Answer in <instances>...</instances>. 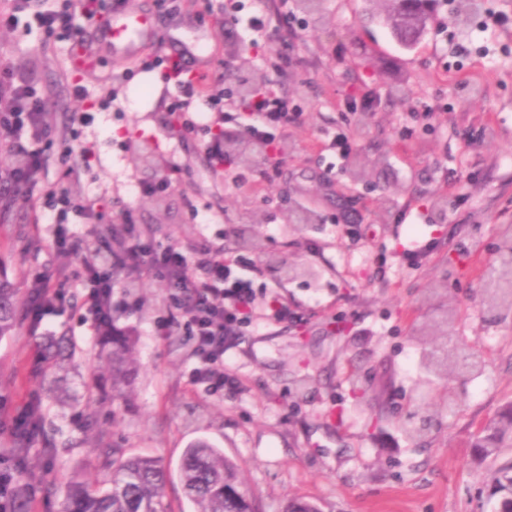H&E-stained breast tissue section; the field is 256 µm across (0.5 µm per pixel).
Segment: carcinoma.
Returning <instances> with one entry per match:
<instances>
[{
    "label": "carcinoma",
    "mask_w": 512,
    "mask_h": 512,
    "mask_svg": "<svg viewBox=\"0 0 512 512\" xmlns=\"http://www.w3.org/2000/svg\"><path fill=\"white\" fill-rule=\"evenodd\" d=\"M424 9L401 14L392 28L393 38L417 40L418 26ZM16 289L0 283V340L14 329ZM133 351L128 340L112 336V377H126ZM41 431V413L36 410L30 420L16 431L13 453L25 459ZM512 444V405L506 407L491 423L475 447L484 459ZM180 478L193 512H260L255 497L243 481L238 466L224 453L206 441H197L186 449L179 466ZM169 474L155 457H125L120 449H112V477L105 487L73 480L67 486L62 512H164L162 498ZM491 497L494 512H512V467L500 469Z\"/></svg>",
    "instance_id": "carcinoma-1"
}]
</instances>
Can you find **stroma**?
<instances>
[{
    "mask_svg": "<svg viewBox=\"0 0 512 512\" xmlns=\"http://www.w3.org/2000/svg\"><path fill=\"white\" fill-rule=\"evenodd\" d=\"M135 2L160 26L144 58L203 57L225 90L274 89L302 116L255 162L229 156L212 169L199 140L165 121L177 90L162 68L105 59L73 71L72 41L34 18L53 0H33L14 27L0 26V51L55 114L46 180L112 223L134 209L143 233L187 251L206 240L235 251L254 236L257 306L281 303L292 317L244 327L224 362L240 386L210 395L187 382L185 331L154 335L174 308L166 282L142 275L114 291L134 364L113 386L112 339L94 331L81 285L98 225L72 217L79 248L63 253L24 202L0 209V276L17 288L19 313L0 341V475L25 486L27 512H59L73 479H110L104 451L118 448L161 458L164 508L191 512L178 467L204 439L237 461L263 512L293 497L320 512H490L512 448L481 460L473 443L512 403V308L495 315L485 299L512 268V0L465 12L439 0L409 49L363 23L371 0H321L317 21L301 0ZM235 2L245 18L263 10L270 27L226 25ZM340 134L351 144L343 156L329 147ZM69 150L90 160L75 181ZM174 165L168 190L140 195ZM425 243L431 254L410 266L405 250ZM278 259L319 276L286 278ZM60 271L64 303L31 324V281ZM52 336L64 343L49 361ZM36 403L41 439L20 463L9 449ZM422 420L428 430L410 438L406 425Z\"/></svg>",
    "mask_w": 512,
    "mask_h": 512,
    "instance_id": "1",
    "label": "stroma"
}]
</instances>
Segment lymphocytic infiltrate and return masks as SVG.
<instances>
[{"label":"lymphocytic infiltrate","instance_id":"1","mask_svg":"<svg viewBox=\"0 0 512 512\" xmlns=\"http://www.w3.org/2000/svg\"><path fill=\"white\" fill-rule=\"evenodd\" d=\"M97 2L59 0L55 9L39 15L38 21L79 44L85 27L102 19ZM152 63L165 67L179 89L180 98L170 113L181 117L182 130L194 129L183 117L193 100H203L209 106L223 104V96L211 94L206 79H191L182 61L158 56ZM0 85L8 89L0 95V151L14 159L9 169L0 172V205L8 207L24 198L36 216H49L55 224V247L72 250L75 243L66 227L67 216L72 211L88 215L92 208L69 188L41 180L49 163L41 142L55 128L53 114L12 66L0 64ZM300 117L285 97L268 89L253 94L247 111L224 113L223 120L244 125L252 138L267 143ZM120 227L118 238L107 235L92 240V257L84 264L85 303L98 326L114 325V288L136 287L141 272H150L166 281L193 338L187 371L190 386L201 385L211 393L236 387V379L224 371V356L236 346L242 323L253 314L255 260L220 246L188 252L151 236L142 237L135 232L136 220L130 210L122 215Z\"/></svg>","mask_w":512,"mask_h":512}]
</instances>
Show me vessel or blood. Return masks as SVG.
<instances>
[{"instance_id": "vessel-or-blood-1", "label": "vessel or blood", "mask_w": 512, "mask_h": 512, "mask_svg": "<svg viewBox=\"0 0 512 512\" xmlns=\"http://www.w3.org/2000/svg\"><path fill=\"white\" fill-rule=\"evenodd\" d=\"M157 36L155 17L131 4L115 7L107 21L101 26L97 38L105 42L113 59H134L145 45Z\"/></svg>"}]
</instances>
